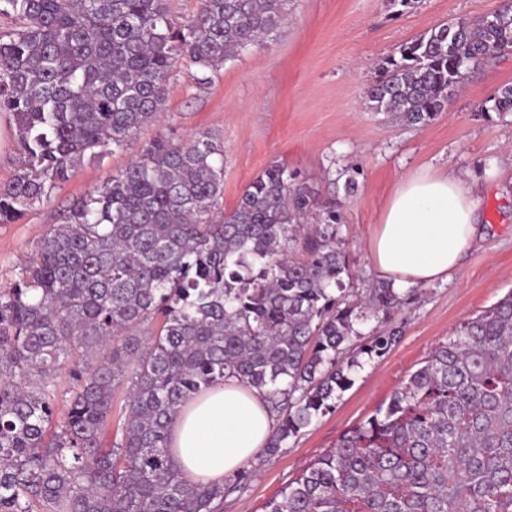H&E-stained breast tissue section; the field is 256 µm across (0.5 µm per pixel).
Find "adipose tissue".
<instances>
[{"instance_id": "ef3b65f1", "label": "adipose tissue", "mask_w": 512, "mask_h": 512, "mask_svg": "<svg viewBox=\"0 0 512 512\" xmlns=\"http://www.w3.org/2000/svg\"><path fill=\"white\" fill-rule=\"evenodd\" d=\"M475 180L424 168L402 179L370 241L373 263L396 291L448 280L479 231ZM264 398L228 379L195 395L169 432L184 480L220 483L264 448L273 429Z\"/></svg>"}]
</instances>
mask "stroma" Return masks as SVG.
I'll use <instances>...</instances> for the list:
<instances>
[{
  "mask_svg": "<svg viewBox=\"0 0 512 512\" xmlns=\"http://www.w3.org/2000/svg\"><path fill=\"white\" fill-rule=\"evenodd\" d=\"M502 0H417L402 10L389 0H293L276 40L252 45L220 65L209 81L178 62L165 118L143 128L120 151L77 167L49 202L17 224H0V289L13 283L21 258L43 231L60 223L70 203L101 188L159 134L177 140L218 130L224 135V211L273 163L328 193L340 174H356L358 192L345 209L337 238L350 267L351 301L364 299L381 276L369 237L400 180L419 169L454 171L478 180L484 228L449 280L419 288L414 303L373 319L369 335L401 327L383 356H360L352 386L330 413L314 419L287 448L260 465L256 477L224 498V512L263 507L340 436L363 422L447 341L454 327L512 292V114L489 120L480 111L512 83V51L471 70L447 112L427 126H409L367 111L373 64L439 24L497 10Z\"/></svg>",
  "mask_w": 512,
  "mask_h": 512,
  "instance_id": "1",
  "label": "stroma"
}]
</instances>
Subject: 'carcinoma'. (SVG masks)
I'll return each instance as SVG.
<instances>
[{
    "label": "carcinoma",
    "mask_w": 512,
    "mask_h": 512,
    "mask_svg": "<svg viewBox=\"0 0 512 512\" xmlns=\"http://www.w3.org/2000/svg\"><path fill=\"white\" fill-rule=\"evenodd\" d=\"M288 2L200 0L175 23L168 0H0V112L22 158L0 184V224L159 122L177 58L216 69L272 38ZM506 50L512 0L401 44L366 108L426 126L464 71ZM489 102L488 120L512 113V83ZM342 191L322 197L272 164L226 213L224 146L207 131L155 137L73 200L0 289V512H222L257 466L230 485L183 481L168 446L180 407L230 377L257 390L274 420L260 460L333 411L359 356L401 335L356 346V322L417 296L382 280L349 300L337 229L355 175ZM263 512H512V293L460 323Z\"/></svg>",
    "instance_id": "carcinoma-1"
}]
</instances>
